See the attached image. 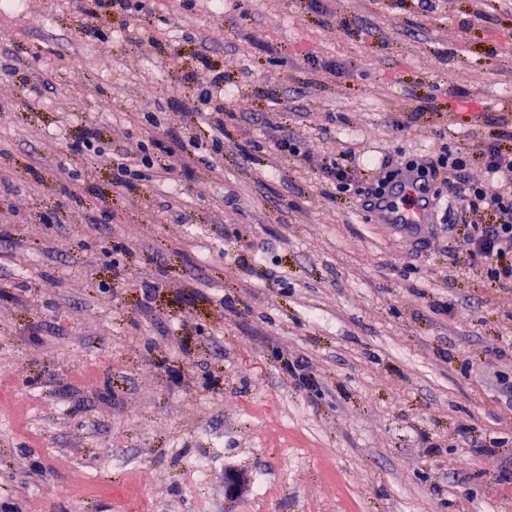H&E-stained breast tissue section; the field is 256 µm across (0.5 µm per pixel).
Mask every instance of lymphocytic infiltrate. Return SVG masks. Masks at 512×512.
Masks as SVG:
<instances>
[{
	"label": "lymphocytic infiltrate",
	"mask_w": 512,
	"mask_h": 512,
	"mask_svg": "<svg viewBox=\"0 0 512 512\" xmlns=\"http://www.w3.org/2000/svg\"><path fill=\"white\" fill-rule=\"evenodd\" d=\"M476 160L491 175V182L467 177ZM406 169L420 182L440 181L449 197L469 210L474 221L466 239L467 252L480 257L488 277L499 287L512 288V148L492 142L475 156L444 151L427 164L409 161Z\"/></svg>",
	"instance_id": "1"
}]
</instances>
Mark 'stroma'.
Returning a JSON list of instances; mask_svg holds the SVG:
<instances>
[{"label": "stroma", "instance_id": "obj_1", "mask_svg": "<svg viewBox=\"0 0 512 512\" xmlns=\"http://www.w3.org/2000/svg\"><path fill=\"white\" fill-rule=\"evenodd\" d=\"M145 6L0 8V512H512V288L468 211L403 242L270 138L373 184L512 134V0ZM142 144L170 174L116 187ZM203 66L201 73L196 75L199 84L198 102L207 106L212 104L213 98L215 101L224 99V75L219 72L211 76V70L205 64ZM277 130L273 134L274 148L279 156L288 154L289 156L298 157L300 152L299 137L293 132L288 130V125H277Z\"/></svg>", "mask_w": 512, "mask_h": 512}]
</instances>
